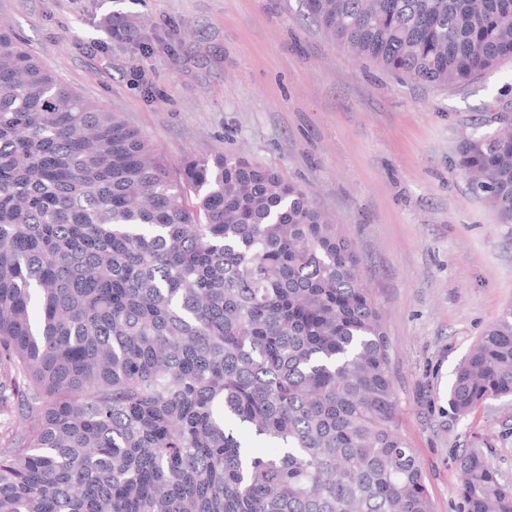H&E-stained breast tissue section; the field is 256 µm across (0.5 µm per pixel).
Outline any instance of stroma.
Masks as SVG:
<instances>
[{"label":"stroma","mask_w":512,"mask_h":512,"mask_svg":"<svg viewBox=\"0 0 512 512\" xmlns=\"http://www.w3.org/2000/svg\"><path fill=\"white\" fill-rule=\"evenodd\" d=\"M0 20L171 164L233 151L305 186L354 241L381 308L398 429L435 512H457L452 459L467 449L512 483V397L460 419L447 403L512 303V224L455 164L462 139L512 113V60L465 84L401 82L351 58L302 0H0Z\"/></svg>","instance_id":"35a3bbf8"}]
</instances>
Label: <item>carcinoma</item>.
I'll use <instances>...</instances> for the list:
<instances>
[{
  "label": "carcinoma",
  "instance_id": "cac0c4a2",
  "mask_svg": "<svg viewBox=\"0 0 512 512\" xmlns=\"http://www.w3.org/2000/svg\"><path fill=\"white\" fill-rule=\"evenodd\" d=\"M351 56L464 83L512 58V0H303ZM459 169L512 224V124ZM0 512H434L396 423L354 243L234 153L171 166L0 27ZM512 396V305L457 368L460 418ZM260 440L272 452L259 455ZM461 512H512L480 448Z\"/></svg>",
  "mask_w": 512,
  "mask_h": 512
}]
</instances>
